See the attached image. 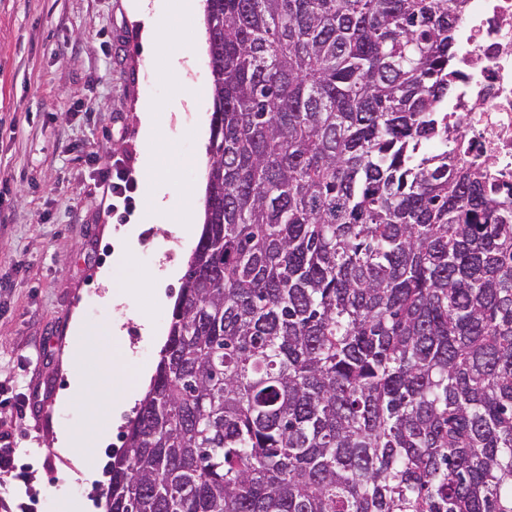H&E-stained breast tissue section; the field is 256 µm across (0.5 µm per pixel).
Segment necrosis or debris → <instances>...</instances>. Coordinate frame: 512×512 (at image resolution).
<instances>
[{"label":"necrosis or debris","instance_id":"obj_1","mask_svg":"<svg viewBox=\"0 0 512 512\" xmlns=\"http://www.w3.org/2000/svg\"><path fill=\"white\" fill-rule=\"evenodd\" d=\"M453 68L448 123L471 157L492 158L487 187L512 211V0H467Z\"/></svg>","mask_w":512,"mask_h":512}]
</instances>
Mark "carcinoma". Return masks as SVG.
<instances>
[{
  "instance_id": "1",
  "label": "carcinoma",
  "mask_w": 512,
  "mask_h": 512,
  "mask_svg": "<svg viewBox=\"0 0 512 512\" xmlns=\"http://www.w3.org/2000/svg\"><path fill=\"white\" fill-rule=\"evenodd\" d=\"M466 0H205L201 236L106 512H512V214L448 156Z\"/></svg>"
}]
</instances>
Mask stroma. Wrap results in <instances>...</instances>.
Masks as SVG:
<instances>
[{"label": "stroma", "mask_w": 512, "mask_h": 512, "mask_svg": "<svg viewBox=\"0 0 512 512\" xmlns=\"http://www.w3.org/2000/svg\"><path fill=\"white\" fill-rule=\"evenodd\" d=\"M171 18L183 31L171 54H187L205 23L177 10ZM194 54L200 87L190 91L173 78L170 54L145 51L126 0H0V436L15 449L13 469L0 471V512H52L62 490L105 500L106 467L123 447L126 420L102 404L58 407L75 374L98 389L109 385L95 345L82 362L70 360L72 322L122 323L128 348L116 362L155 371L173 308L159 305L143 281L156 273L158 253L187 266L202 227L171 231L146 215L143 161L153 155L157 169L175 172L177 205L206 182L205 167L191 159L210 137L212 78L208 50ZM144 104L157 112L153 144L139 131ZM115 168L136 191L131 203L112 208L99 177ZM130 226L136 241L116 258L111 241ZM114 263L137 291L111 305L99 272ZM144 319L160 337L142 335ZM91 414L111 441L95 459L98 480L89 482L54 444L59 425L80 426Z\"/></svg>", "instance_id": "stroma-1"}]
</instances>
